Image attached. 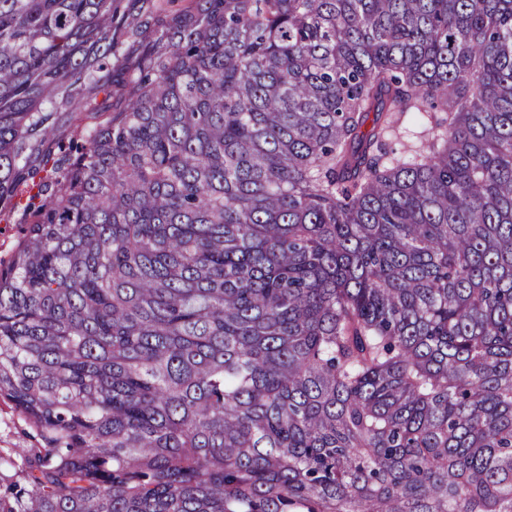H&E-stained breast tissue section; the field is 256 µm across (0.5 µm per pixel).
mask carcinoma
<instances>
[{
    "label": "carcinoma",
    "mask_w": 512,
    "mask_h": 512,
    "mask_svg": "<svg viewBox=\"0 0 512 512\" xmlns=\"http://www.w3.org/2000/svg\"><path fill=\"white\" fill-rule=\"evenodd\" d=\"M174 2L0 0V512H512V0ZM30 429L18 411L0 403V455H10L13 448H28Z\"/></svg>",
    "instance_id": "1"
}]
</instances>
